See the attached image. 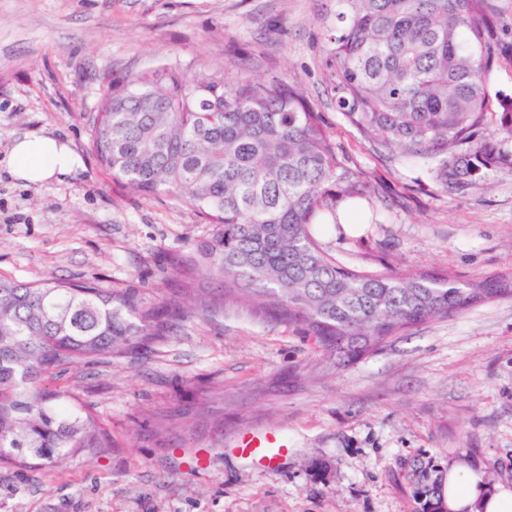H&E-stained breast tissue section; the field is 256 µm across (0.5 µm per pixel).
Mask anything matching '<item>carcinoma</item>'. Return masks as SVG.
<instances>
[{
  "instance_id": "obj_1",
  "label": "carcinoma",
  "mask_w": 512,
  "mask_h": 512,
  "mask_svg": "<svg viewBox=\"0 0 512 512\" xmlns=\"http://www.w3.org/2000/svg\"><path fill=\"white\" fill-rule=\"evenodd\" d=\"M336 2L327 93L365 141L421 163L445 190H466L492 167L512 172L500 151L512 142V97L489 88L496 59L483 0ZM89 141L112 180L214 224L190 265L217 288L192 289L195 307L246 297L301 326L336 369L418 324L512 298V273L460 282L361 271L324 250L314 231L323 213L368 197L372 183L286 80L134 72L105 94ZM170 328V310L146 306L133 289L0 278V464L29 468L111 447L77 400L39 382L110 364ZM417 498L425 512H443L439 483Z\"/></svg>"
}]
</instances>
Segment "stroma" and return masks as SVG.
Here are the masks:
<instances>
[{
	"instance_id": "35a3bbf8",
	"label": "stroma",
	"mask_w": 512,
	"mask_h": 512,
	"mask_svg": "<svg viewBox=\"0 0 512 512\" xmlns=\"http://www.w3.org/2000/svg\"><path fill=\"white\" fill-rule=\"evenodd\" d=\"M484 13L490 87L512 96V0H484ZM335 18L336 0H0V159L36 133L83 161L42 185L0 173V277L131 288L150 305L201 280L181 261L212 225L114 182L89 144L109 87L159 68L277 77L303 93L375 187L362 236L316 228L345 266L512 273V175L489 169L446 192L364 142L326 90ZM172 324L143 351L45 381L78 397L111 445L51 468L0 466V512H419L417 482L458 460L512 490V299L414 326L340 370L242 299ZM270 430L288 437L279 462L237 453L243 435Z\"/></svg>"
}]
</instances>
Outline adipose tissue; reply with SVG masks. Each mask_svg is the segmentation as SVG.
<instances>
[{
  "mask_svg": "<svg viewBox=\"0 0 512 512\" xmlns=\"http://www.w3.org/2000/svg\"><path fill=\"white\" fill-rule=\"evenodd\" d=\"M0 166L15 180L44 184L73 174L80 159L60 137L30 134L15 138ZM444 512H512V491L486 482L471 465L456 461L443 480Z\"/></svg>",
  "mask_w": 512,
  "mask_h": 512,
  "instance_id": "adipose-tissue-1",
  "label": "adipose tissue"
}]
</instances>
